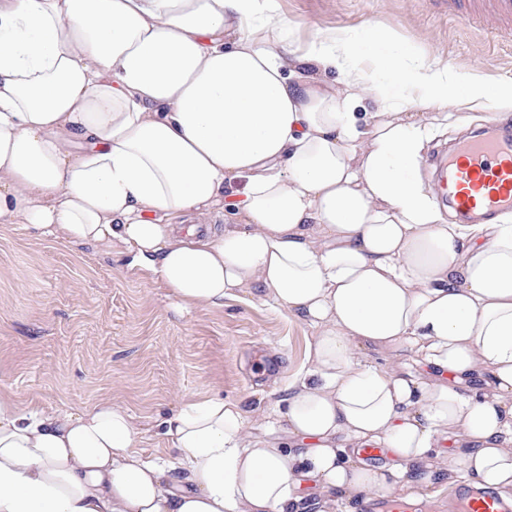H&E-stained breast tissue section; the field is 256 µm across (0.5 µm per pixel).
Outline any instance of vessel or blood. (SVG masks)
<instances>
[{"mask_svg": "<svg viewBox=\"0 0 512 512\" xmlns=\"http://www.w3.org/2000/svg\"><path fill=\"white\" fill-rule=\"evenodd\" d=\"M469 15L493 8L512 24V0H467ZM448 201L461 217L484 221L512 209V132L459 141L443 160ZM461 512H512V502L493 494H463Z\"/></svg>", "mask_w": 512, "mask_h": 512, "instance_id": "vessel-or-blood-1", "label": "vessel or blood"}]
</instances>
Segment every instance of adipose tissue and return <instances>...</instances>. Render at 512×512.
<instances>
[{"mask_svg": "<svg viewBox=\"0 0 512 512\" xmlns=\"http://www.w3.org/2000/svg\"><path fill=\"white\" fill-rule=\"evenodd\" d=\"M484 101L512 120L511 90L378 29L296 43L264 0H0V224L125 255L184 309L248 292L316 330L287 439L208 398L157 421L173 464L117 404L0 397V512H336L452 475L512 497V213L449 222L419 171ZM498 112L491 104L486 103L485 106H468L462 108H450L449 112H456L455 115L448 119V140L446 138H440L435 140L430 145L427 153L424 155L423 160L421 161V174L424 181L431 185V188L435 190L437 193L436 196L440 199L438 203L440 207L444 211H448V207L443 203L439 188L433 178V171L431 166L429 165V160L432 156L437 152V150L444 146L448 145V142L457 137V135L465 128L473 127L474 129H479L483 127H487L490 125H483L486 121V117L489 113ZM483 125V126H482Z\"/></svg>", "mask_w": 512, "mask_h": 512, "instance_id": "1", "label": "adipose tissue"}]
</instances>
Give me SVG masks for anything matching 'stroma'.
Masks as SVG:
<instances>
[{
  "label": "stroma",
  "mask_w": 512,
  "mask_h": 512,
  "mask_svg": "<svg viewBox=\"0 0 512 512\" xmlns=\"http://www.w3.org/2000/svg\"><path fill=\"white\" fill-rule=\"evenodd\" d=\"M268 8L301 43L318 31L376 27L399 51L512 88V40L493 35L490 15L465 23L439 0H269ZM313 334L247 295L184 310L122 255L0 224V396L46 411L118 403L144 430L143 458L174 459L157 418L213 395L251 410L252 435L286 438L281 400Z\"/></svg>",
  "instance_id": "1"
}]
</instances>
